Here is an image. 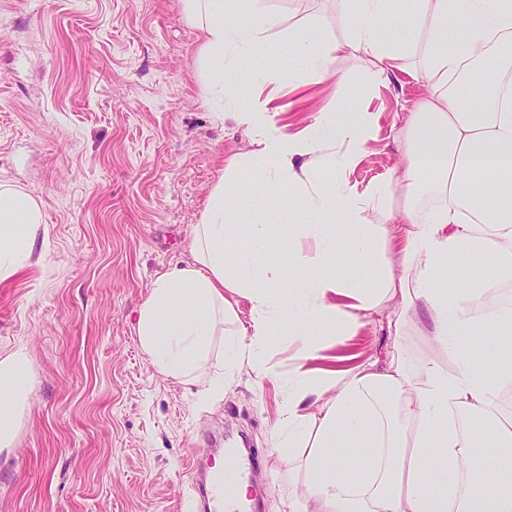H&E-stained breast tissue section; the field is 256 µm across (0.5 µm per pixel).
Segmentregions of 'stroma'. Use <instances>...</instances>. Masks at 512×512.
I'll list each match as a JSON object with an SVG mask.
<instances>
[{
    "label": "stroma",
    "instance_id": "35a3bbf8",
    "mask_svg": "<svg viewBox=\"0 0 512 512\" xmlns=\"http://www.w3.org/2000/svg\"><path fill=\"white\" fill-rule=\"evenodd\" d=\"M282 24L259 63L305 74L279 46L289 26L340 37L334 0H272ZM200 32L180 0H0V184L32 195L42 222L30 265L0 281V358L26 346L32 371L15 439L0 450V512H188L193 449L224 430L268 461L248 474L270 506L301 495L271 444L283 387L241 371L200 402L197 387L159 374L137 340L152 282L191 261L200 222L227 161L249 149L219 120L197 61ZM336 79L279 99V124L301 130L330 106L364 105L378 134L345 174L357 189L391 176L393 126L422 84L371 80L362 57L338 51ZM428 319L400 337L385 315L337 339L315 367L433 356Z\"/></svg>",
    "mask_w": 512,
    "mask_h": 512
}]
</instances>
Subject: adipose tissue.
<instances>
[{
  "instance_id": "adipose-tissue-1",
  "label": "adipose tissue",
  "mask_w": 512,
  "mask_h": 512,
  "mask_svg": "<svg viewBox=\"0 0 512 512\" xmlns=\"http://www.w3.org/2000/svg\"><path fill=\"white\" fill-rule=\"evenodd\" d=\"M337 3L342 41L295 27L285 50L306 60L316 80L332 77L342 47L362 54L378 81L400 73L423 80L426 96L393 133L399 161L390 181L360 192L341 177L375 134L370 113L324 109L298 134L278 124L284 77L253 56L278 22L266 0H249L245 10L240 0H182L185 20L202 34L200 58L217 63L211 88L236 84L238 68L224 65L225 54L254 66L248 101L230 114L253 148L232 158L213 186L194 228L192 262L155 279L139 310L138 342L160 374L199 384L204 400L245 369L280 381L273 446L285 455L304 449L296 474L305 490L278 512H512V431L501 425L512 364L500 362L512 344V0ZM407 18L414 33L398 37ZM463 77L485 87L481 100L459 97ZM244 176L248 196L226 208L225 188ZM283 184L289 195L279 194ZM279 209L295 216L285 265L267 256L268 218ZM338 214L339 237L328 231ZM40 221L31 196L0 184L1 280L28 265ZM452 255L467 262L460 286L448 272ZM234 295L250 301L249 325L236 319ZM395 299L394 333L423 307L433 343L453 367L430 358L411 364L397 346L380 369L310 367L322 337L354 335L362 318ZM277 336L299 353L285 375L267 358ZM29 389L21 346L0 360L1 447L13 441ZM470 418L480 419L483 438L467 427ZM363 448L371 454L361 465Z\"/></svg>"
}]
</instances>
